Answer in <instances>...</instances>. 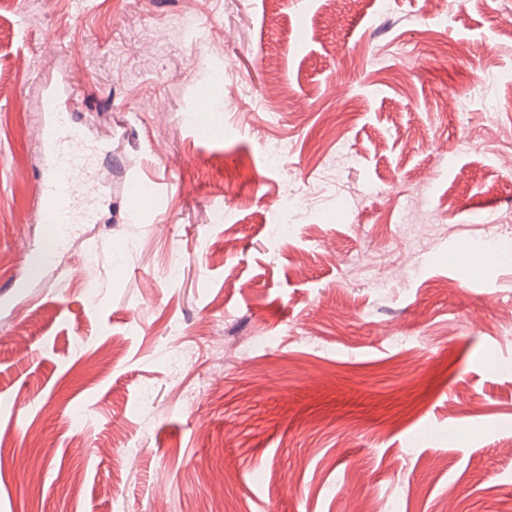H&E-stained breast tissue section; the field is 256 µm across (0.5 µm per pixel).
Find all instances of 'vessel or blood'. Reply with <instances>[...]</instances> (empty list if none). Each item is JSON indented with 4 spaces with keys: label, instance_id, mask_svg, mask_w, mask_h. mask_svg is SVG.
Instances as JSON below:
<instances>
[{
    "label": "vessel or blood",
    "instance_id": "1",
    "mask_svg": "<svg viewBox=\"0 0 512 512\" xmlns=\"http://www.w3.org/2000/svg\"><path fill=\"white\" fill-rule=\"evenodd\" d=\"M70 99L48 92L41 96L40 146L45 167L40 177L39 215L63 242L73 225L90 222L107 183L93 162L85 135L70 119Z\"/></svg>",
    "mask_w": 512,
    "mask_h": 512
}]
</instances>
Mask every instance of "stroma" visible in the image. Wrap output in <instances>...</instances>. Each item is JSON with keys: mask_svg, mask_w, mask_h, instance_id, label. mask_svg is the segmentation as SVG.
Listing matches in <instances>:
<instances>
[{"mask_svg": "<svg viewBox=\"0 0 512 512\" xmlns=\"http://www.w3.org/2000/svg\"><path fill=\"white\" fill-rule=\"evenodd\" d=\"M63 75L112 187L54 250ZM511 442L512 0H0V512H512Z\"/></svg>", "mask_w": 512, "mask_h": 512, "instance_id": "35a3bbf8", "label": "stroma"}]
</instances>
